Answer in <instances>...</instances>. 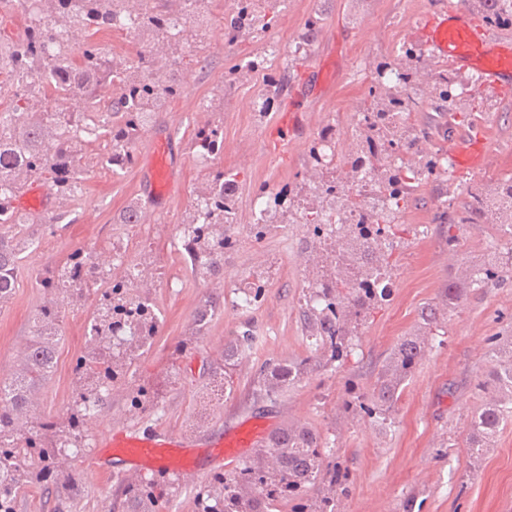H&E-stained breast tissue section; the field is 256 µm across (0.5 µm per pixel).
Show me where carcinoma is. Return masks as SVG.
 Wrapping results in <instances>:
<instances>
[{"mask_svg":"<svg viewBox=\"0 0 512 512\" xmlns=\"http://www.w3.org/2000/svg\"><path fill=\"white\" fill-rule=\"evenodd\" d=\"M208 0H0L26 18L22 37L0 35V97L10 98L0 112V306L13 297L24 253L39 247L43 224H60L81 193L86 150L105 142L97 163L111 170L136 161V144L154 123L156 112L179 95L186 74L178 50L197 39ZM286 0H237L224 17V42L231 46L255 30L275 26ZM483 19L491 26H512V10L500 0H485ZM320 17L306 19L291 49L292 61L307 56L310 36ZM152 32L132 54L104 50L96 35L106 31ZM266 57L225 64L237 78L264 69ZM112 89L104 101L101 90ZM428 98L450 112H477L482 103L477 80L465 82L446 68L432 71L414 46L402 48L401 60L379 65L368 95L353 115V133L342 151L336 132L322 130L309 148L313 175L300 188L273 192L260 186L265 213L249 225L259 242L275 228L277 215L305 228L304 247L318 256L315 278L301 300L307 354L268 362L253 379V393L273 401L295 382L353 353L356 329L389 296L388 259L399 232V215L414 184L429 176L445 177L446 158L422 148L428 132L411 122L414 96ZM224 145V125L207 120L190 141L203 181L182 223L177 225L181 254L203 281L224 275V254L235 249L233 190L237 174L214 165ZM42 181L55 206L51 213L20 212L14 206L26 187ZM456 224H489L494 239L512 242V178L462 191ZM512 265V247L503 253L492 244L487 258L466 267L421 311L414 332L402 338L379 370L371 392L346 389L341 411L347 418H369L381 428L392 424L391 411L406 382L444 329L448 309L472 288L500 282ZM153 272L146 259L131 260L114 245L102 250L77 248L65 261L46 266L38 284L45 295L35 308L31 339L13 375L0 379V512H17L30 490L54 494L51 512H68L74 462L89 447V424L110 405L112 389L126 381L134 362L149 350L162 325V313L149 285ZM265 285L242 290L241 312L254 310ZM95 297L85 330V346L73 366L78 387L75 404L64 414L44 413L37 391L52 376L66 310ZM223 293L210 295L190 324L193 341L221 307ZM254 336L246 329L224 344L212 376L227 379L250 354ZM495 389L471 417L466 442L480 456L491 446L499 426L512 414V346L501 351L493 374ZM130 410L160 418L163 408L149 385L128 394ZM349 473L322 437L300 422L277 430L251 462L230 475L217 473L197 495V512H338L337 497ZM175 480L120 478L122 498L111 512H164ZM317 489L314 495L309 490Z\"/></svg>","mask_w":512,"mask_h":512,"instance_id":"1","label":"carcinoma"}]
</instances>
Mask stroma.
Instances as JSON below:
<instances>
[{"mask_svg":"<svg viewBox=\"0 0 512 512\" xmlns=\"http://www.w3.org/2000/svg\"><path fill=\"white\" fill-rule=\"evenodd\" d=\"M235 5V0H210L209 22L201 37L209 65L193 66L198 49H184L182 57L191 63L186 88L160 109L153 127L154 132L171 134L181 153L179 192L150 222L119 223L120 212L139 199L137 183L146 166L145 146L137 144L135 166L117 174L96 163L103 144L89 148L91 164L72 224L63 229L46 226L38 251L20 264L11 302L0 308V375L13 370L30 336V319L42 299L35 280L43 265L63 262L77 247L120 242L132 257L149 256L158 269L152 296L163 323L149 351L132 366L125 383L113 390L111 409L91 423L92 450H99L102 439L116 426L140 432L196 429L201 435L214 436L230 423L253 418L281 426L299 420L329 442L337 460L349 469L348 486L338 498L339 512H512V417L481 457H471L466 447L470 419L483 398L478 386L491 382L496 366L492 349L512 339L511 267L504 270L501 284L471 289L449 309L444 335L434 341L406 383L389 428L367 418H345L339 410L347 386L372 391L391 349L413 331L422 308L438 296L462 259L480 260L486 254V225H458L459 249L452 254L433 216L448 208L449 191L512 175V94L489 97L485 109L471 115L473 122L491 128L493 156L486 168L429 178L413 191L400 217L408 230L391 257L390 295L360 326L352 358L341 367H328L301 380L276 401L261 402L252 395L256 370L307 350L300 299L308 262L302 252V225H279L259 243L250 238L253 191L261 185L277 189L301 183L309 168L308 148L325 126H335L336 146L344 148L352 117L377 64L398 61L402 46L419 44L428 16L448 10L449 5L448 0H288L272 29L228 47L224 16ZM318 10L323 21L306 60L289 69L282 56H269L265 72L233 82L224 66L225 55L248 60L266 54L272 44L289 48L309 15ZM334 51L343 54V76L334 96L305 102L295 99L293 87L312 64ZM271 77L287 79L289 90L262 116L256 103ZM219 89L224 92L220 114L224 147L216 163L242 178L234 226L237 247L224 256L223 308L191 348L183 351L179 344L213 286L187 270L178 252L176 226L201 178L200 166L188 149L204 120L200 104ZM302 108L308 111L306 125L290 127L291 112ZM413 117L417 125L432 132L429 148L439 151L463 125L456 113L427 101L415 107ZM256 273L266 281L265 297L257 309L245 314L234 304V290ZM92 311L88 303L65 315L55 371L38 395L47 412H65L75 400L72 364L84 346ZM244 325L255 337L253 349L236 367L223 406H210L207 369L219 359L228 337ZM140 383L158 388L164 411L161 419L148 421L129 414L127 392ZM77 469L82 490L71 512H107L111 498L119 493L116 480L92 478L83 460Z\"/></svg>","mask_w":512,"mask_h":512,"instance_id":"obj_1","label":"stroma"}]
</instances>
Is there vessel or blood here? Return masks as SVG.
Returning a JSON list of instances; mask_svg holds the SVG:
<instances>
[{
    "label": "vessel or blood",
    "mask_w": 512,
    "mask_h": 512,
    "mask_svg": "<svg viewBox=\"0 0 512 512\" xmlns=\"http://www.w3.org/2000/svg\"><path fill=\"white\" fill-rule=\"evenodd\" d=\"M425 30V50L433 63H448L477 72L485 86L504 93L512 91L511 39L493 36L463 7L431 16ZM341 75V70L331 63L317 62L309 69L307 81L296 95L303 98L312 93L319 96L330 93ZM448 155L455 168L462 172L487 167L491 147L485 129L477 127L451 136ZM147 157L139 193L144 212L151 214L172 197L178 178L169 138L153 137ZM273 431L272 425L259 421L233 426L215 438L201 439L185 434L140 435L116 427L103 440L89 470L92 476L102 480L115 474L131 477L145 468L195 478L204 474L211 463L249 457ZM116 460L121 463L117 469L112 466Z\"/></svg>",
    "instance_id": "b4317fda"
}]
</instances>
